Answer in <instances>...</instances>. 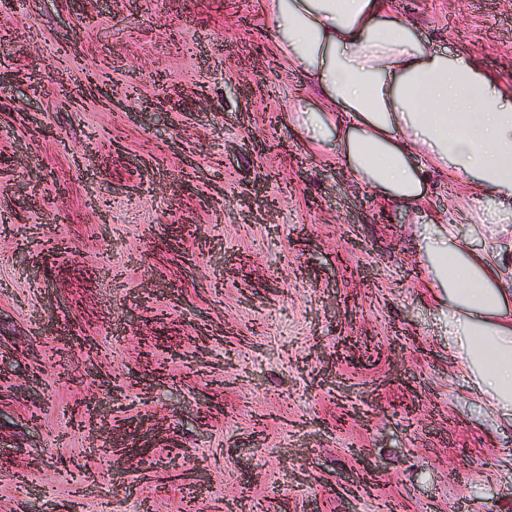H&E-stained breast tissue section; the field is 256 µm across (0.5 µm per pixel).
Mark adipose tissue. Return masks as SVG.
<instances>
[{"label":"adipose tissue","instance_id":"obj_1","mask_svg":"<svg viewBox=\"0 0 512 512\" xmlns=\"http://www.w3.org/2000/svg\"><path fill=\"white\" fill-rule=\"evenodd\" d=\"M274 45L319 92L294 114L315 147L333 143L352 178L389 204L418 210L434 175L470 185L461 207L512 222V89L473 55L423 41L388 0H265ZM423 248L432 293L448 297V344L458 372L512 425V273L498 252L469 249L458 226L432 219Z\"/></svg>","mask_w":512,"mask_h":512}]
</instances>
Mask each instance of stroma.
I'll return each mask as SVG.
<instances>
[{"label": "stroma", "mask_w": 512, "mask_h": 512, "mask_svg": "<svg viewBox=\"0 0 512 512\" xmlns=\"http://www.w3.org/2000/svg\"><path fill=\"white\" fill-rule=\"evenodd\" d=\"M389 2L512 87V0ZM274 49L261 0H0V512H512L419 248L484 247L465 179L355 185Z\"/></svg>", "instance_id": "35a3bbf8"}]
</instances>
